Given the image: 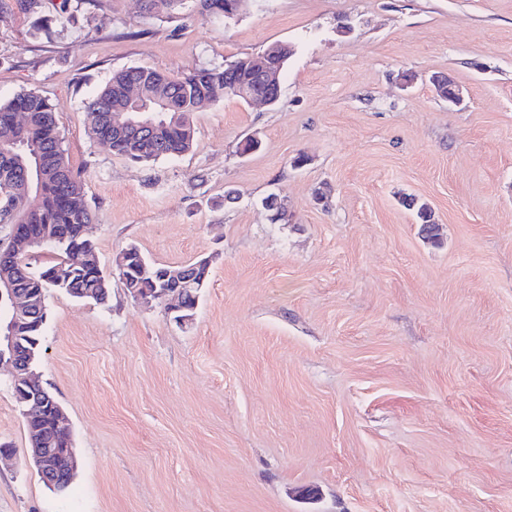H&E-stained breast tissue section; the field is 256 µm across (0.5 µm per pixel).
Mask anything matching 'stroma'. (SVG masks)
Masks as SVG:
<instances>
[{
	"mask_svg": "<svg viewBox=\"0 0 512 512\" xmlns=\"http://www.w3.org/2000/svg\"><path fill=\"white\" fill-rule=\"evenodd\" d=\"M44 13L38 34L0 0V102L56 104L112 295L47 299L35 373L71 427L65 491L27 463L0 369V512H512V0ZM275 42L295 48L276 106L209 104L192 149L148 166L89 140L83 102L115 70L179 75ZM130 244L160 265L210 258L191 323L128 294ZM408 198L410 197H406L403 200V204L409 209H411V206L414 207L413 209L416 210L417 218L421 224V231L426 233V238H428L429 240L438 242L439 233H432L438 224H435L434 214L430 206L424 202L416 203L413 197H411L412 199L407 203Z\"/></svg>",
	"mask_w": 512,
	"mask_h": 512,
	"instance_id": "stroma-1",
	"label": "stroma"
}]
</instances>
